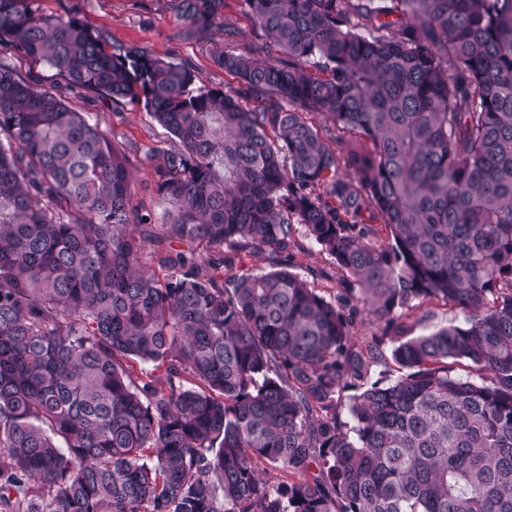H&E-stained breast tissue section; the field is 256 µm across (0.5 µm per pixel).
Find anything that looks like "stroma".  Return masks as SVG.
I'll list each match as a JSON object with an SVG mask.
<instances>
[{
    "instance_id": "stroma-1",
    "label": "stroma",
    "mask_w": 512,
    "mask_h": 512,
    "mask_svg": "<svg viewBox=\"0 0 512 512\" xmlns=\"http://www.w3.org/2000/svg\"><path fill=\"white\" fill-rule=\"evenodd\" d=\"M71 3L79 9L86 24L107 29L113 45H141L156 55L187 62L198 72L203 84L213 87L237 84L233 76L214 64V43H222L228 51L242 52L265 41L262 30L246 14L241 0H224L225 23L236 29V36L227 37L217 31L212 41L204 43L181 39V23L174 14L172 0H71ZM0 61L9 63L20 76L34 78L50 91L59 90L63 84L56 69L13 49L1 47ZM69 100L78 111L100 119L102 125L114 130L117 141L133 162L132 207L161 219L166 206L156 194L152 171L160 151L171 147V136L143 108L129 104L117 106L77 91L70 93Z\"/></svg>"
}]
</instances>
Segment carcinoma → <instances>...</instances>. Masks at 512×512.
Masks as SVG:
<instances>
[{
  "label": "carcinoma",
  "mask_w": 512,
  "mask_h": 512,
  "mask_svg": "<svg viewBox=\"0 0 512 512\" xmlns=\"http://www.w3.org/2000/svg\"><path fill=\"white\" fill-rule=\"evenodd\" d=\"M37 2L0 44L173 136L162 238L208 253L147 249L127 154L0 62V512H512V0H243L225 90ZM304 243L307 248V255L298 258L300 265L296 271L307 276L309 280H312V277L308 273L309 269H325L330 274V278H317L315 280V285L317 288L332 292V289L336 287V270L333 268L329 258L326 255L319 253L316 246L310 244L308 241H304ZM450 320L463 321V314L458 309H449L442 304H430L423 306L413 312L410 323L415 334L442 326Z\"/></svg>",
  "instance_id": "1"
}]
</instances>
